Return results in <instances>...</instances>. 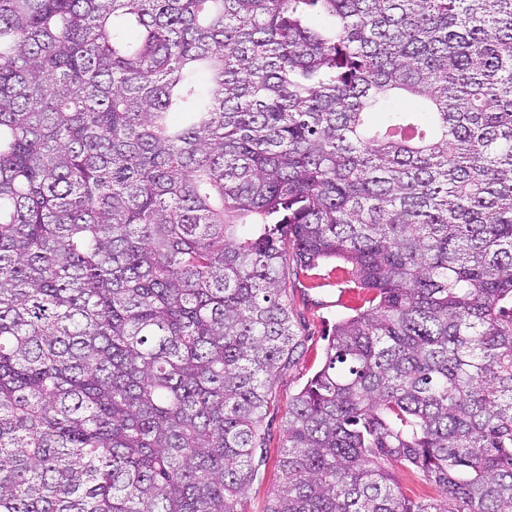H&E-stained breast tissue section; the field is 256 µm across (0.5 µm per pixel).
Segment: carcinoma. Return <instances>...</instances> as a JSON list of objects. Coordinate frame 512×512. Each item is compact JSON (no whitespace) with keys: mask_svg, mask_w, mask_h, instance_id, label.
Wrapping results in <instances>:
<instances>
[{"mask_svg":"<svg viewBox=\"0 0 512 512\" xmlns=\"http://www.w3.org/2000/svg\"><path fill=\"white\" fill-rule=\"evenodd\" d=\"M331 262L266 512H512V0H0V512H242ZM342 267V264L330 263L289 277L288 300L301 345L293 362L281 368L273 382L274 401L262 422L267 448L262 457L257 454L258 474L243 499L244 512L266 510L280 479L279 458L288 404L321 367L327 335L336 320L353 314V309L364 303L365 295L347 282L349 278ZM398 482L402 491L410 498L421 499L437 496V491L433 486L409 470H399Z\"/></svg>","mask_w":512,"mask_h":512,"instance_id":"cac0c4a2","label":"carcinoma"}]
</instances>
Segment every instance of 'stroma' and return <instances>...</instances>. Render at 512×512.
Returning <instances> with one entry per match:
<instances>
[{"mask_svg": "<svg viewBox=\"0 0 512 512\" xmlns=\"http://www.w3.org/2000/svg\"><path fill=\"white\" fill-rule=\"evenodd\" d=\"M288 300L301 344L290 365L281 368L273 382V402L262 422L266 448L258 459V474L242 502L244 512H265L279 482V458L285 417L291 399L321 367L327 335L336 320L352 314L364 303L341 264L330 263L291 277Z\"/></svg>", "mask_w": 512, "mask_h": 512, "instance_id": "35a3bbf8", "label": "stroma"}]
</instances>
